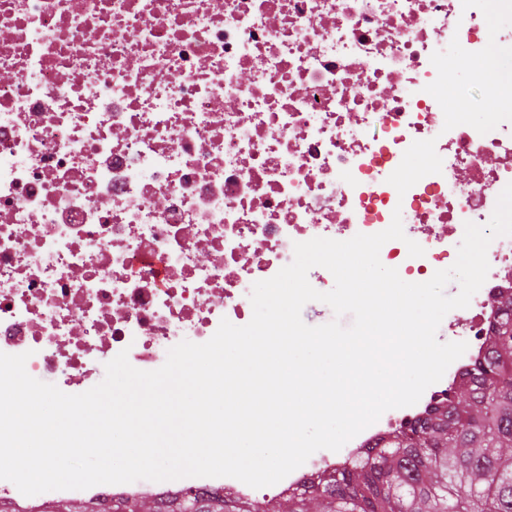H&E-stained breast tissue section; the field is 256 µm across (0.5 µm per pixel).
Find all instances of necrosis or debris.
I'll return each mask as SVG.
<instances>
[{
  "label": "necrosis or debris",
  "instance_id": "4bbe7bcc",
  "mask_svg": "<svg viewBox=\"0 0 512 512\" xmlns=\"http://www.w3.org/2000/svg\"><path fill=\"white\" fill-rule=\"evenodd\" d=\"M512 0H0V352L87 387L107 352L153 371L183 336L250 320L254 282L315 237L385 230L387 266L429 280L465 222L486 225L512 183V100L478 125L431 86L485 57L489 14ZM442 171L388 182L417 140ZM424 236H417V229ZM448 318L466 352L412 406L391 409L275 485L232 477L100 484L114 502L185 491L284 497L424 420L486 354L512 290V236Z\"/></svg>",
  "mask_w": 512,
  "mask_h": 512
}]
</instances>
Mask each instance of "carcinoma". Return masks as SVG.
I'll return each instance as SVG.
<instances>
[{"label":"carcinoma","instance_id":"obj_1","mask_svg":"<svg viewBox=\"0 0 512 512\" xmlns=\"http://www.w3.org/2000/svg\"><path fill=\"white\" fill-rule=\"evenodd\" d=\"M474 375L424 422L287 498L288 512H512V291ZM186 492L149 512H279Z\"/></svg>","mask_w":512,"mask_h":512}]
</instances>
